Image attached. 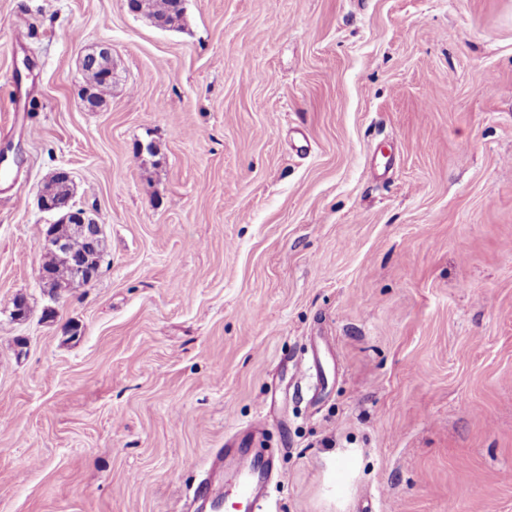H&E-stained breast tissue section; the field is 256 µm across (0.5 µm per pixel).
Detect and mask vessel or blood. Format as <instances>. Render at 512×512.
Listing matches in <instances>:
<instances>
[{"instance_id":"b4317fda","label":"vessel or blood","mask_w":512,"mask_h":512,"mask_svg":"<svg viewBox=\"0 0 512 512\" xmlns=\"http://www.w3.org/2000/svg\"><path fill=\"white\" fill-rule=\"evenodd\" d=\"M233 470L232 483L213 479L200 486L189 512H263L274 459L263 449L227 442L210 462L211 470Z\"/></svg>"}]
</instances>
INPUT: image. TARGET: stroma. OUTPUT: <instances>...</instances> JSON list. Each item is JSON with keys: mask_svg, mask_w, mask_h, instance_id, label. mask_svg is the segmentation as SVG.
Here are the masks:
<instances>
[{"mask_svg": "<svg viewBox=\"0 0 512 512\" xmlns=\"http://www.w3.org/2000/svg\"><path fill=\"white\" fill-rule=\"evenodd\" d=\"M6 148L0 512H182L264 400L272 512H512V0H0ZM60 169L105 248L54 292ZM138 2V7L145 17L150 21H169L173 14L177 16L179 25L182 17L177 12V2L179 0H134ZM43 267L50 275V281L44 282L49 288H54L56 283H67L70 288H81L85 285L83 281L75 276L73 268L64 260H60L53 254H49L48 259L44 262ZM336 461V473L333 472L332 479L336 480V497H340L357 469L359 453L356 449L349 448L338 456Z\"/></svg>", "mask_w": 512, "mask_h": 512, "instance_id": "35a3bbf8", "label": "stroma"}]
</instances>
